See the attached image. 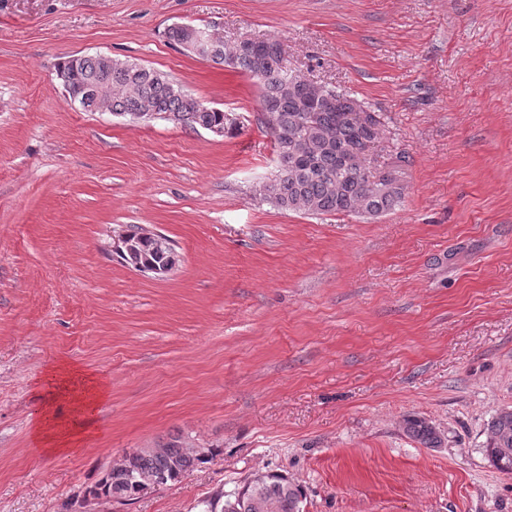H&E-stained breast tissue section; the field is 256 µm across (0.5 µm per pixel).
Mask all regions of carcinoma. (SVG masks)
<instances>
[{
    "label": "carcinoma",
    "instance_id": "cac0c4a2",
    "mask_svg": "<svg viewBox=\"0 0 512 512\" xmlns=\"http://www.w3.org/2000/svg\"><path fill=\"white\" fill-rule=\"evenodd\" d=\"M211 61L227 64L257 79L261 111L275 117L269 128L277 156L278 174L259 185L258 193L281 209L308 215H359L377 218L401 205L403 156L378 171L370 165V151L383 123L379 114L357 99L338 92L336 107H322L332 88L308 80L287 66L261 79L258 58L238 46H222ZM56 71L63 86L90 85L101 79L99 56L67 57ZM112 113L155 112L184 127L210 129L224 125V111L214 109L184 91L163 73L129 62L112 60ZM132 266L159 263L162 254L141 242L133 254H118ZM404 433L425 448L442 445V433L427 419L405 420ZM487 459L499 472L512 475V409L496 413L488 425ZM212 451L195 448L178 438L143 449L110 468L96 482L102 499L132 501L156 487L155 480H177L185 472L209 462ZM303 491L280 474H267L260 484L247 482L237 493L220 492L203 502V512H301Z\"/></svg>",
    "mask_w": 512,
    "mask_h": 512
}]
</instances>
